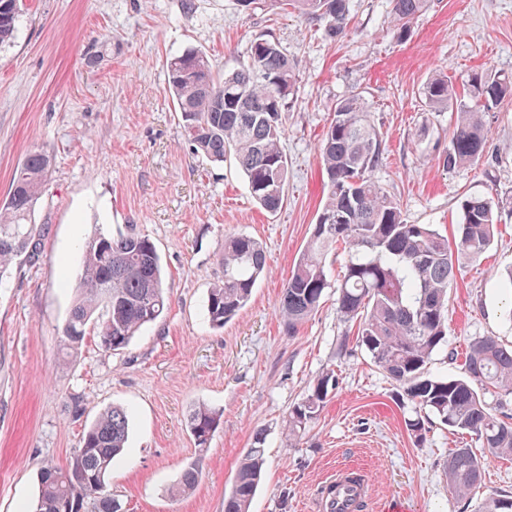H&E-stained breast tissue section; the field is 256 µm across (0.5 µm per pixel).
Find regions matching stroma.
I'll use <instances>...</instances> for the list:
<instances>
[{"label":"stroma","mask_w":512,"mask_h":512,"mask_svg":"<svg viewBox=\"0 0 512 512\" xmlns=\"http://www.w3.org/2000/svg\"><path fill=\"white\" fill-rule=\"evenodd\" d=\"M390 0H351L343 38L276 0H26L16 37L0 48V199L36 145L55 162L32 222L38 255H19L0 281V512H25L48 463L66 464L104 409L128 407V443L107 490L123 512H224L252 432L267 431L266 466L251 512H316L318 492L341 468L370 485L363 512H464L444 466L474 436L432 425L424 441L406 427L412 404L371 361L335 289L295 331L278 313L281 292L327 193L316 145L341 99L362 94L384 139L374 180L411 224L452 234L464 196L512 190V98L494 105L489 168L449 171L450 111L421 105L425 80L444 71L455 87L482 69L512 77V0H429L404 40L390 31ZM267 35L296 75L283 114L288 186L269 213L251 197L233 158L194 152L167 86L171 58L193 49L223 73ZM136 231L155 244L164 315L123 350L96 333L76 350L61 340L81 271L79 246L95 233ZM260 241L267 269L248 304L212 328L205 304L224 277V240ZM512 267V207L502 208L490 250L464 265L448 290V335L431 374L460 373L470 341L512 345V304L498 276ZM336 375L319 420L289 442L283 420L314 377ZM221 410L206 454L187 429L200 404ZM203 477L188 495L170 487L192 461Z\"/></svg>","instance_id":"1"}]
</instances>
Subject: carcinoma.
Instances as JSON below:
<instances>
[{"instance_id": "obj_1", "label": "carcinoma", "mask_w": 512, "mask_h": 512, "mask_svg": "<svg viewBox=\"0 0 512 512\" xmlns=\"http://www.w3.org/2000/svg\"><path fill=\"white\" fill-rule=\"evenodd\" d=\"M282 2L312 21H327L332 37L347 28L351 0ZM391 3L393 34L403 40L428 0ZM22 11V0H0V48L13 40ZM168 89L183 135L197 155L210 162L235 156L253 199L267 211L280 209L288 181L282 113L288 111L295 74L278 43L255 38L246 62L222 75L212 70L205 54L188 50L169 62ZM421 95L427 111L455 112L448 147L439 155L444 168L453 171L489 160L486 110L512 96V78L473 72L458 94L449 76L434 74ZM317 151L328 194L283 288L280 316L292 331L319 306L330 287L325 256L343 245L344 270L336 280L338 313L344 321L358 323L357 340L372 362L400 385L402 400L420 411L407 423L415 440L426 438L434 418L475 436L487 450L483 455L462 447L448 455V486L458 499L467 500L482 487L488 457H512V415L503 410V401L494 407L481 396L512 394V346L491 336L472 340L457 377H431L427 366L446 342L448 287L462 265L490 249L498 212L512 205V193L464 198L451 239L430 224L408 223L400 205L372 179L382 157V136L358 94L336 103ZM52 165L53 154L35 147L14 171L0 201V274L32 245L31 216ZM221 264L224 280L210 289L206 304L207 320L218 328L250 300L266 267V253L256 239L238 234L224 241ZM71 288L76 301L64 328L67 349L83 342L94 326L105 351L123 350L168 304L156 246L132 231L116 236L100 232L86 240L81 272ZM335 389L331 371L314 379L309 394L292 406L285 420L289 438L306 435ZM220 418L205 405L188 415L199 450L208 448ZM128 430L127 409L104 411L84 433L68 465L43 467L38 494L27 512H121V504L104 489L114 460L126 449ZM265 440V430L254 432L224 497V512H250L264 475ZM202 475L200 462L188 464L174 490H192ZM478 512H512V493L490 494Z\"/></svg>"}]
</instances>
